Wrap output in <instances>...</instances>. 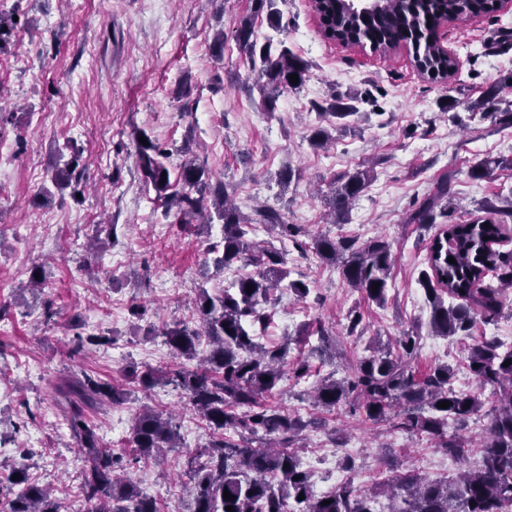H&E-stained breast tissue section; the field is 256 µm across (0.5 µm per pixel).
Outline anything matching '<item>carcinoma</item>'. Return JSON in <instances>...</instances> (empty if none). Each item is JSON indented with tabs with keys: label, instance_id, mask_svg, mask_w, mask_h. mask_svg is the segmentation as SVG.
<instances>
[{
	"label": "carcinoma",
	"instance_id": "obj_1",
	"mask_svg": "<svg viewBox=\"0 0 512 512\" xmlns=\"http://www.w3.org/2000/svg\"><path fill=\"white\" fill-rule=\"evenodd\" d=\"M252 15L240 20L234 32L239 48L257 72L262 108L276 109L286 91L300 89L311 64L288 47H273V39L258 41L254 21L265 16L273 30L282 28L278 3L286 0H253ZM487 11V0H380L363 14L343 2L336 13L326 15L325 27L331 37L351 44L370 43L386 50L407 43L418 66L426 73L446 77L454 61L442 56L430 39L427 17L477 15ZM298 76V83L289 75ZM502 86L488 87L481 97L469 101V112H487L499 124L512 125V109L498 107ZM357 97L333 95L313 104L320 124L309 143L318 149L331 138V131L350 127L359 114ZM172 151L166 144L147 139L137 143L138 166L144 183L164 202L176 223L199 233L218 220L223 237L211 243L207 252L216 254V272L234 267L254 271L240 275L229 288L210 292L197 290L194 308L199 324L179 321L147 335L163 338L172 356L181 360L177 369L139 367L122 369L126 381L148 394L157 386L171 385L187 399L210 431L208 443L187 459L192 485V512H377L373 503L386 496L389 512H512V347L503 348L495 336L473 337L468 346L466 368L479 389L490 388L494 401L487 414L486 442L477 465L453 480L424 478L409 469L394 475L368 493L348 479L336 489L316 494L311 474L304 469L297 442L304 432L318 429L324 421L307 419L267 403L287 376L300 382L311 376L309 357L336 349L338 337L321 323L309 324L318 345L303 359H288V343L264 346L256 341V329H265L270 315L264 305L279 289L303 299L309 283L289 279L286 253L271 243L261 245L250 237L252 226L264 224L278 229V238L298 242L304 233L298 224H287L274 210L244 215L228 201L224 181H212V173L197 157L180 165L178 182L172 190L168 160ZM512 168L511 159L481 161L471 176L487 179L498 168ZM76 167L73 161L55 167L51 182L61 192L71 186ZM371 182V171L348 172L333 183V215L345 216L350 205ZM451 201V175H444L436 191L424 198L405 219L407 224H433ZM479 211L484 216L467 224H446L428 246L427 269L419 284L429 306V327L444 338L472 337L478 322L489 323L501 315L506 289L512 288V252L494 248L505 224L512 221V197L496 204L488 201ZM315 255L325 264L339 266L345 282L363 293L367 300L382 305L388 299L389 278L394 256L388 242L375 238L358 246L356 240L312 238ZM454 258L455 263L448 262ZM491 277L497 285L485 283ZM379 284L373 290V284ZM252 291H247V286ZM115 337L105 331L77 334L74 350H94L109 346ZM398 352L387 346L371 348V353L346 369L342 379L329 375L312 390L314 406L332 412L345 404L352 412L373 423H389L410 436L424 435L440 452L464 460L471 448L460 435L470 419L483 407L480 395L456 390L454 369L437 364L419 374L411 365L417 336L405 333L397 341ZM511 364L504 365L505 361ZM56 393L64 403L63 419L72 439L87 456L81 484L87 512H160L154 497L124 475L126 453L102 446L99 427L89 413L110 404H125L129 392L94 375L83 372L57 380ZM447 401V408L438 403ZM178 432L170 415L146 407L134 418L127 447L135 458H155L165 448L178 447ZM19 479L14 480L12 476ZM10 496L7 512H67L50 491L28 473L24 464L0 462V491ZM232 499L224 498V491ZM303 499H298L299 495ZM330 504L325 505L323 501Z\"/></svg>",
	"mask_w": 512,
	"mask_h": 512
}]
</instances>
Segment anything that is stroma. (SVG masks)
Masks as SVG:
<instances>
[{"instance_id": "1", "label": "stroma", "mask_w": 512, "mask_h": 512, "mask_svg": "<svg viewBox=\"0 0 512 512\" xmlns=\"http://www.w3.org/2000/svg\"><path fill=\"white\" fill-rule=\"evenodd\" d=\"M18 16L0 47V149L13 165L0 175V461H25L41 484L51 487L68 512H86L80 485L86 459L61 427L51 383L59 373L85 369L118 379L128 362L172 367L176 361L160 339L144 335L194 316L200 285L230 287L227 272L205 278L206 247L221 238L220 224L189 235L165 216L154 190L140 174L136 136L146 131L173 147L178 170L191 145L214 177L223 178L246 215L268 206L309 234H327L392 246V287L385 306L364 299L336 267L312 250L279 242L288 267L310 284L307 298L276 292L273 320L262 344L288 343L290 356L307 355L316 338L299 342L307 323L319 320L339 338L336 354L313 360L312 377L283 381L274 405L301 414L312 406L305 392L315 379L342 370L344 359L363 355L370 340L391 344L417 332L412 364L425 371L438 362L455 369V388L477 389L464 363L466 341L431 335L429 309L417 279L426 267L433 228L406 223L419 202L452 177L453 205L447 221L474 218L488 200L512 194V169L493 177H470L486 159L512 157V126L495 125L465 111L494 83L512 81V4L490 13L444 22L443 43L455 62L445 78L418 67L412 48L387 51L345 44L323 30L312 0H286L282 28L272 32L256 20L259 38L282 41L311 63L303 87L284 93L266 113L254 76L233 34L249 16L252 0H7ZM224 35V56L211 45ZM361 97L355 131L334 132L330 145L313 149L308 136L317 103L335 94ZM78 152L80 196L50 192L60 154ZM300 173L288 188L276 175ZM372 169L367 190L343 223L328 219L332 183L341 174ZM116 225V235L89 251L97 225ZM164 236H157V228ZM48 286L22 290L34 268ZM146 309L133 320L131 306ZM363 316L360 337L348 336L351 308ZM110 330L115 342L93 354L73 353L77 331ZM173 415L180 448L157 460L130 464V477L153 494L161 512H190L184 490L186 455L209 440L205 422L171 387L135 393L122 406L94 415L105 445L122 448L134 414L142 407ZM325 427L308 433L299 451L313 474L314 490L332 491L345 479L364 490L386 481L393 469L413 468L429 479L454 478L463 462L424 438L408 437L390 424L362 422L349 406L325 415ZM356 458L346 474L341 456Z\"/></svg>"}]
</instances>
